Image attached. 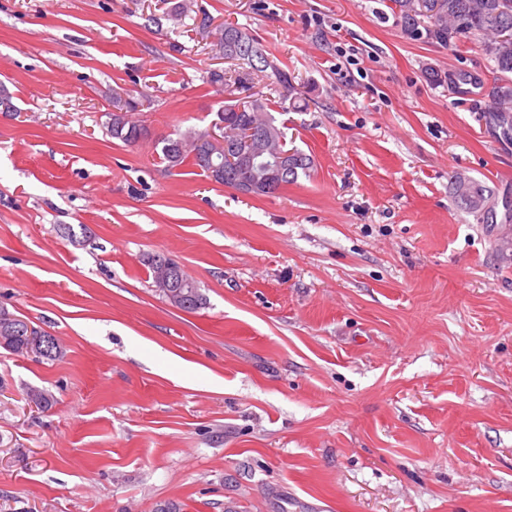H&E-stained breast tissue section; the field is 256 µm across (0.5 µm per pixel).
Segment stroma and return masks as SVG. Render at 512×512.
I'll return each instance as SVG.
<instances>
[{
    "label": "stroma",
    "instance_id": "obj_1",
    "mask_svg": "<svg viewBox=\"0 0 512 512\" xmlns=\"http://www.w3.org/2000/svg\"><path fill=\"white\" fill-rule=\"evenodd\" d=\"M174 2L0 0V305L66 352L0 348V512H512L492 62L410 40L389 0H193L179 21ZM204 17L263 44L257 84L280 68L305 94L275 118L312 166L276 194L159 162L226 98L206 76L235 63ZM117 94L143 102L136 144L106 132ZM455 174L494 191L493 220L457 207ZM151 252L207 307H172ZM157 256L161 257L163 254L148 253L144 256L142 261L143 264L151 270L153 283L157 290L162 293L165 300L173 307L187 313H194L205 308L207 305L206 296L201 292L196 282L186 275L183 268L178 263H176L177 278H174V283L171 281L172 288L163 287L159 281V273L156 267L155 258ZM171 289L179 293L180 299L171 298L168 295L167 291H171Z\"/></svg>",
    "mask_w": 512,
    "mask_h": 512
}]
</instances>
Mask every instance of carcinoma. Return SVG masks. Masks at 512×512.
<instances>
[{"label":"carcinoma","mask_w":512,"mask_h":512,"mask_svg":"<svg viewBox=\"0 0 512 512\" xmlns=\"http://www.w3.org/2000/svg\"><path fill=\"white\" fill-rule=\"evenodd\" d=\"M391 2L395 5L393 13L398 19L402 33L411 40H423L451 48L457 41V38L452 36L455 20L462 18L467 21L466 36L479 42L480 50L499 72L500 84L493 91L496 111L512 110V0H439L436 4L430 0ZM219 34L217 46L224 56L234 55L244 61L246 67L241 71L212 69L207 80L211 85L224 91L236 87L248 92L245 97L225 101L219 110L222 114L220 121L227 123V128L240 134L250 127L262 130L265 139L256 144L255 150H274L280 146L285 136L275 124V117L272 115L273 105L278 100H287L296 93L297 88L287 71L277 69L274 92L252 90L250 80L253 72H263L269 66L262 44L246 28L227 22L221 27ZM112 106L113 111L107 113L108 132L112 138L129 145L139 142L145 136L146 129L129 117V112L137 110L139 103L117 95L113 97ZM209 138L211 135L208 133L194 129H187L175 138H164L160 150L161 160L169 169H177L190 163L215 182L226 187H235L234 179L224 175V170L230 167V163L224 160V151L214 150ZM291 158L297 165L286 177L277 176L272 168L253 166L251 175L256 181L279 182V185L262 192V195L275 194L282 187L296 182L299 173H305L310 168L311 159L303 152L294 149ZM450 193L460 209L466 213L486 219L492 217V196L481 183L459 178L451 183ZM143 264L151 270L155 287L170 305L187 313H195L205 308L206 296L196 282L186 275L182 267H177V278L172 283V289L179 293V298L175 299L168 295L167 288L159 281L156 255L146 254ZM29 324L31 321L27 317L0 306V347L13 354L22 355L29 346V336H45L50 339V345L46 347L47 353H36L34 359L63 360L65 354L57 351L59 343L56 338L36 326L32 332H27Z\"/></svg>","instance_id":"carcinoma-1"}]
</instances>
